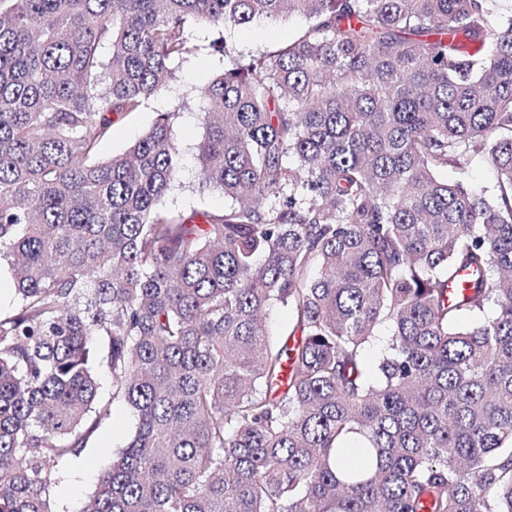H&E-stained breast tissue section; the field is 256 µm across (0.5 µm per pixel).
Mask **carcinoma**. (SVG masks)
Instances as JSON below:
<instances>
[{"instance_id":"1","label":"carcinoma","mask_w":512,"mask_h":512,"mask_svg":"<svg viewBox=\"0 0 512 512\" xmlns=\"http://www.w3.org/2000/svg\"><path fill=\"white\" fill-rule=\"evenodd\" d=\"M498 2L0 0V261L21 296L0 316V512H50L52 475L110 419L94 342L138 423L82 512H512ZM286 13L312 24L244 59L216 45L228 63L199 88L222 215L164 203L171 112L97 159L192 27ZM477 157L492 198L438 178ZM266 324L275 342L283 340L293 326L291 312L283 305L275 304L268 311ZM390 335L388 324H380L374 331V336L365 344L363 355L370 368L372 378H376V363L384 351L386 341Z\"/></svg>"}]
</instances>
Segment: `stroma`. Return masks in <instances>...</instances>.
<instances>
[{
	"mask_svg": "<svg viewBox=\"0 0 512 512\" xmlns=\"http://www.w3.org/2000/svg\"><path fill=\"white\" fill-rule=\"evenodd\" d=\"M307 25L305 17L292 15L276 21L260 18L247 26L228 31L207 26L194 28L195 55L177 65L174 79L145 100L139 110L115 120L111 136L99 146V159L108 160L124 153L150 130L158 113H173L180 157L175 184L165 202L176 210L201 207L217 215L223 214L229 204L228 199L219 191L201 190L197 180L200 167L198 145L206 131L208 110L198 89L222 74L226 63L224 56L213 51L211 43L215 39L226 38L233 55L246 56L291 41ZM93 369L101 399L111 403L112 421L93 434L77 458L54 474V494L50 502L52 512H81L85 500L94 492L100 475L109 466L113 455L126 445L136 427L134 410L125 402L111 398L112 373L109 367L97 360L93 363Z\"/></svg>",
	"mask_w": 512,
	"mask_h": 512,
	"instance_id": "obj_1",
	"label": "stroma"
}]
</instances>
